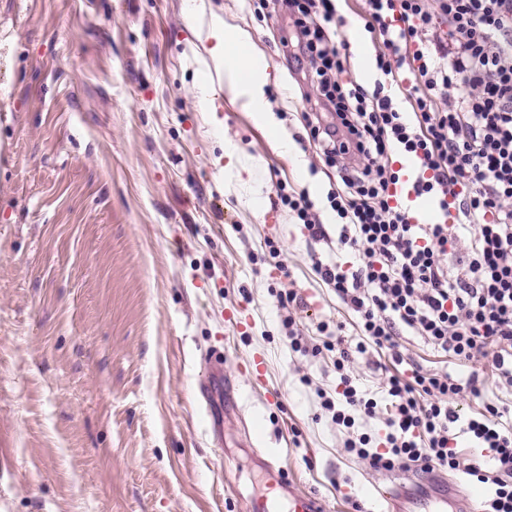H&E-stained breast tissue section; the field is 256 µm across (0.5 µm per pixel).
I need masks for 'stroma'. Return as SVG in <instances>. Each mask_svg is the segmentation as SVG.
<instances>
[{
  "label": "stroma",
  "instance_id": "1",
  "mask_svg": "<svg viewBox=\"0 0 512 512\" xmlns=\"http://www.w3.org/2000/svg\"><path fill=\"white\" fill-rule=\"evenodd\" d=\"M208 2L265 54L287 149L229 94L218 116L204 112L199 84L222 85L224 70L196 60L187 0H0V512H250L270 450L324 512H387L381 492L395 484L479 512L489 490L466 475L376 471L345 451L350 432L384 437L394 372L478 375L464 420L512 394L490 360L444 356L404 330L397 349L350 365L377 418L332 421L321 399L340 375L322 344L330 328L359 332L313 265L356 261L326 200L336 172L305 141L310 89L281 46L286 20L258 21L256 0ZM362 8L340 0L339 36L363 33ZM362 47L345 77L368 86L381 45L363 33ZM228 144L255 163L260 206L225 178ZM282 184L308 190L328 239L296 223ZM291 290L303 306L284 301ZM213 350L224 387L205 400ZM256 355L258 377L245 369Z\"/></svg>",
  "mask_w": 512,
  "mask_h": 512
}]
</instances>
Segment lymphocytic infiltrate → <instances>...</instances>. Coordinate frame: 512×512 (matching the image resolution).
I'll list each match as a JSON object with an SVG mask.
<instances>
[{
	"instance_id": "lymphocytic-infiltrate-1",
	"label": "lymphocytic infiltrate",
	"mask_w": 512,
	"mask_h": 512,
	"mask_svg": "<svg viewBox=\"0 0 512 512\" xmlns=\"http://www.w3.org/2000/svg\"><path fill=\"white\" fill-rule=\"evenodd\" d=\"M293 27V56L318 103L304 113L309 138L338 181L326 199L338 242L358 250L356 268L315 261L323 282L358 313L356 343L336 339V369L347 404L367 418L377 403L350 374L355 356L392 342L399 329L456 358L492 360L499 386L512 391V0H364V29L380 39L373 86L344 81L347 58L336 45V0H277ZM411 76L404 114L388 89ZM417 161L420 195L440 209L458 205L462 224L412 223L393 202L400 174L389 158ZM469 236L465 253L454 247ZM384 451L363 433L348 454L377 470L458 471L490 485L483 512H512V426L507 405L484 403L461 419L464 392L451 374L390 375ZM489 449L491 465L453 445L454 426Z\"/></svg>"
}]
</instances>
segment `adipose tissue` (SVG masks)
Here are the masks:
<instances>
[{
  "label": "adipose tissue",
  "instance_id": "adipose-tissue-1",
  "mask_svg": "<svg viewBox=\"0 0 512 512\" xmlns=\"http://www.w3.org/2000/svg\"><path fill=\"white\" fill-rule=\"evenodd\" d=\"M189 31L204 53L224 67V81L233 100L241 101L256 123L274 129L275 119L265 88L273 82L266 57L248 31L209 10L205 0H193Z\"/></svg>",
  "mask_w": 512,
  "mask_h": 512
}]
</instances>
